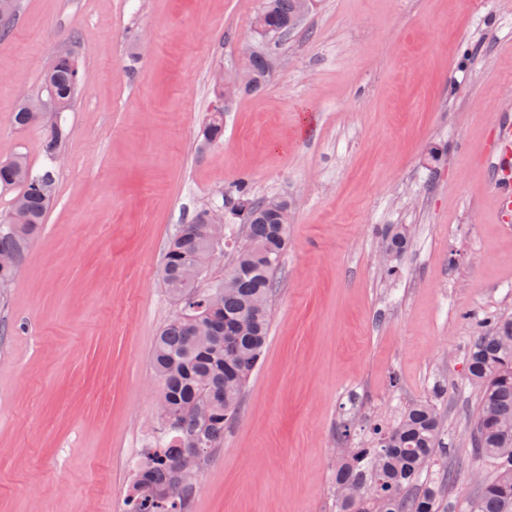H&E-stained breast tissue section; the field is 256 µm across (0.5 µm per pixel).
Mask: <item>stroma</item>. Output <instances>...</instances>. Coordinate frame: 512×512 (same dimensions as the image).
<instances>
[{
    "label": "stroma",
    "mask_w": 512,
    "mask_h": 512,
    "mask_svg": "<svg viewBox=\"0 0 512 512\" xmlns=\"http://www.w3.org/2000/svg\"><path fill=\"white\" fill-rule=\"evenodd\" d=\"M261 4L17 0L0 160L41 171L54 117L20 129L17 105L62 54L85 80L43 231L0 290V512H123L130 451L156 422L153 341L174 313L166 242L242 179L288 199L290 243L264 355L189 512H334L337 455L430 400L448 453L418 490L469 512L496 476L471 453L465 361L484 318L512 315V212L484 164L512 124V0H322L203 145L212 75L258 44ZM388 224L409 235L393 277Z\"/></svg>",
    "instance_id": "stroma-1"
}]
</instances>
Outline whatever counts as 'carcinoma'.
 <instances>
[{
	"mask_svg": "<svg viewBox=\"0 0 512 512\" xmlns=\"http://www.w3.org/2000/svg\"><path fill=\"white\" fill-rule=\"evenodd\" d=\"M319 0H263L254 19L260 41H277L299 27L318 7ZM15 0H0V33L9 31ZM274 60L254 49L243 60L240 94L267 86ZM81 75L75 60L57 57L44 78V88L72 106ZM40 114L19 103L14 123L27 128ZM224 134V94L218 91L207 114L204 138L208 143ZM65 138L52 123L45 132L44 154L56 162ZM0 190L17 191L8 216L0 219V288L16 277L33 239L42 231L55 192V172L48 167L35 174L24 154L0 161ZM231 213L243 221L242 237L232 242L230 275L202 284L210 256H224V225L211 220L212 209L198 210L180 224L165 249L161 282L175 304V313L159 331L152 365L161 384L157 427L164 444L143 454L125 512H185L189 484L179 485L178 461L184 448L200 449L199 464L224 444V427L239 415L247 383L258 367L268 339L275 299L274 273L288 246V199L252 197L244 182L235 187ZM381 247L395 261L407 247L406 228L392 225L381 233ZM469 378L480 388L471 429L474 455L498 464L495 480L482 485L472 512H512V317L497 316L485 323L467 354ZM442 416L429 402L415 404L393 427L374 429L376 444L357 448L336 468V512H439L437 490L420 494L413 487L442 442Z\"/></svg>",
	"mask_w": 512,
	"mask_h": 512,
	"instance_id": "obj_1",
	"label": "carcinoma"
}]
</instances>
